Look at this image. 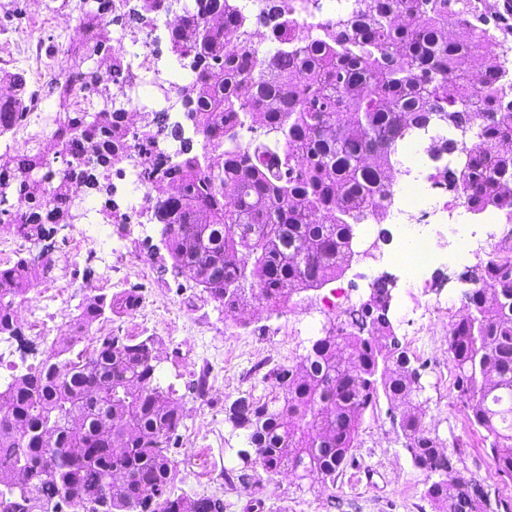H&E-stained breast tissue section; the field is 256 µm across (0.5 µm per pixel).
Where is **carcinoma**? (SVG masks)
I'll return each instance as SVG.
<instances>
[{
    "label": "carcinoma",
    "mask_w": 512,
    "mask_h": 512,
    "mask_svg": "<svg viewBox=\"0 0 512 512\" xmlns=\"http://www.w3.org/2000/svg\"><path fill=\"white\" fill-rule=\"evenodd\" d=\"M224 14V30L195 13L170 34V51L200 77L187 99L203 154L181 142L176 165L141 160L147 179H177L182 191L152 216L172 261L207 298L237 322L239 308L262 299L273 310L293 295L336 281L354 255L355 226L366 207L386 196L367 154L390 163L411 129L435 116L456 133L478 131V144L456 135L438 156H459L443 178L477 213L495 209L512 224V100L496 96L506 73L488 69L479 109L465 94L462 57L487 50L496 34L474 14V0H371L363 14L326 26L302 22L291 0H263V21L280 47L271 56L250 48L249 19L230 0H208ZM115 0L80 8L77 39L63 48L74 61L55 82L62 116L48 143L0 156V192L10 198L18 238L46 235L74 219L69 185L79 174L98 192L112 170L133 158L121 113L112 107V78L86 65L94 55L124 62L112 44ZM454 20L461 37L443 44L441 26ZM13 98L0 102V136L25 120L31 95L25 74L0 69ZM254 85L253 103L239 84ZM55 260L25 257L0 268V335L19 336L15 300L32 282L52 279ZM379 278L364 334L327 331L293 364L270 359L252 369L263 386L232 402L227 420L246 432L238 451L245 470L297 481L315 475L335 483L354 461L365 412L383 395L395 412L415 466L437 476L425 497L435 512H493L484 487L458 475L460 453L424 421L425 390L395 334ZM134 288L101 294L78 307L72 329L46 357L0 385V512H224L217 495L190 498L174 490L170 448L183 425L175 386L162 385L151 337L100 336L76 350L95 324L137 310ZM448 361L457 400L470 425L489 439L497 471L512 479V259L483 265L476 288L448 328Z\"/></svg>",
    "instance_id": "1"
}]
</instances>
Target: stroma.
<instances>
[{
    "label": "stroma",
    "instance_id": "stroma-1",
    "mask_svg": "<svg viewBox=\"0 0 512 512\" xmlns=\"http://www.w3.org/2000/svg\"><path fill=\"white\" fill-rule=\"evenodd\" d=\"M79 5L80 0H43V18L26 14L12 20L10 28L34 33L48 45L65 44L68 36L53 32L44 19L58 13L77 17ZM110 182L112 195L87 192L83 199L96 206L98 220L116 250L111 271L102 270L94 259L73 254L72 247L82 236L81 225H57L52 236L56 267L49 285L58 294L41 300L30 291L20 300V307L33 310L32 316L19 321L28 345L23 348L14 340L0 341L7 351L0 364L1 378L8 377L12 367L43 359L54 336L67 331L78 305L85 302L84 286H95L100 294L137 286L142 293L140 307L131 315L99 325L98 332L155 339L159 375L174 384L184 412L180 438L172 450L177 493L223 496L224 512H247L255 495L264 503L262 512H434L424 496L428 476L413 465L392 426L384 399L365 413L359 444L353 451L355 463L335 484L299 483L283 473L261 478L255 486L223 479L224 473H237L236 452L247 445L245 432L233 428L224 408L254 386L251 368L269 358L288 362L306 354L318 329L344 321V309L360 304L374 280L388 275L393 279L391 321L402 345L425 365L426 423L436 426L445 444L462 442V477L481 483L492 504L512 508V481L498 474L488 455L484 431L470 426L456 399L448 363V327L461 309L467 289L460 276L465 268L485 260V253L464 260L446 254L427 275L425 286L411 289L404 267L366 255L368 243L358 237L354 240L356 255L341 278L320 290L294 295L281 313L267 310L237 327L225 323L217 303L205 299L192 279L164 271L169 257L161 241V224L152 220L150 213L130 210L119 174H112ZM114 204L125 214V223L113 220L110 207ZM434 300L440 306L432 312V325L405 317V307ZM203 368L210 372L209 390L200 398L192 381ZM201 472L209 473L208 481H197Z\"/></svg>",
    "mask_w": 512,
    "mask_h": 512
}]
</instances>
